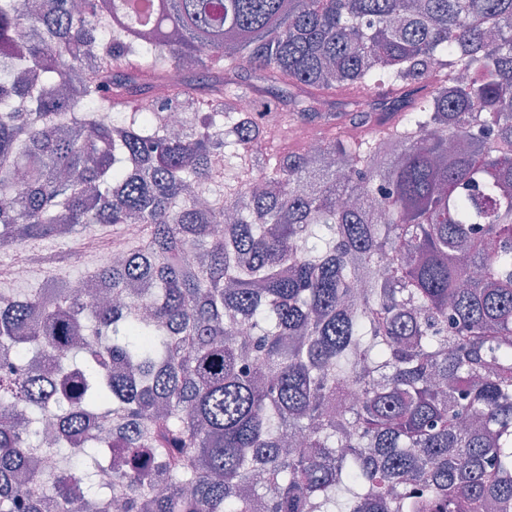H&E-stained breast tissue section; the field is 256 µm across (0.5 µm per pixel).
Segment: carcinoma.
<instances>
[{
	"instance_id": "carcinoma-1",
	"label": "carcinoma",
	"mask_w": 512,
	"mask_h": 512,
	"mask_svg": "<svg viewBox=\"0 0 512 512\" xmlns=\"http://www.w3.org/2000/svg\"><path fill=\"white\" fill-rule=\"evenodd\" d=\"M130 8L0 0V248L145 226L120 307L0 292V512H512V0ZM293 128L295 129H298L293 136H290L287 138H283V137H274L272 136L270 138V140L268 141V143L266 144L267 146V150L269 151V149L273 148V149H279L281 151H288V150H294L295 148L298 147L299 143H300V135L303 133V132H310V133H313L315 136H317L318 138H324V139H327V138H331L334 134V132L332 131H328L326 129H323L317 125H313V124H303V125H296V126H292Z\"/></svg>"
}]
</instances>
